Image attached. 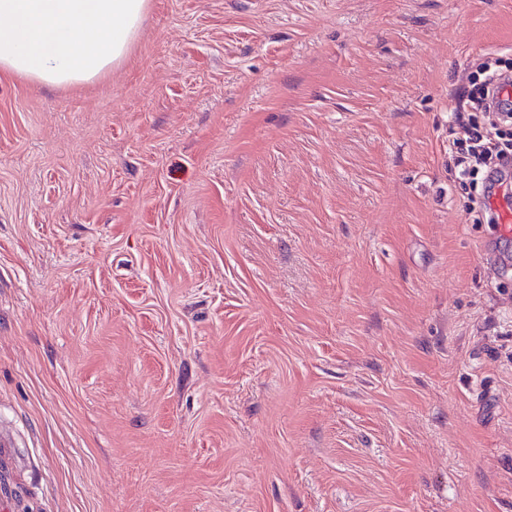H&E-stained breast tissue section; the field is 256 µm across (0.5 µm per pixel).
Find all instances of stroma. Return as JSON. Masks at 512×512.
Here are the masks:
<instances>
[{
	"label": "stroma",
	"instance_id": "obj_1",
	"mask_svg": "<svg viewBox=\"0 0 512 512\" xmlns=\"http://www.w3.org/2000/svg\"><path fill=\"white\" fill-rule=\"evenodd\" d=\"M512 0H148L0 74L11 512H512V238L453 115Z\"/></svg>",
	"mask_w": 512,
	"mask_h": 512
}]
</instances>
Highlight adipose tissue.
<instances>
[{
    "label": "adipose tissue",
    "instance_id": "adipose-tissue-1",
    "mask_svg": "<svg viewBox=\"0 0 512 512\" xmlns=\"http://www.w3.org/2000/svg\"><path fill=\"white\" fill-rule=\"evenodd\" d=\"M147 0H0V71L41 84L94 79L126 54Z\"/></svg>",
    "mask_w": 512,
    "mask_h": 512
}]
</instances>
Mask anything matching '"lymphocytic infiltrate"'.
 <instances>
[{"label": "lymphocytic infiltrate", "mask_w": 512, "mask_h": 512, "mask_svg": "<svg viewBox=\"0 0 512 512\" xmlns=\"http://www.w3.org/2000/svg\"><path fill=\"white\" fill-rule=\"evenodd\" d=\"M505 82L512 83V72L502 69L499 57H486L467 94L468 112L455 114L462 133L448 148L458 179L471 190L473 212L490 224L495 215L487 200L512 173V101L497 97Z\"/></svg>", "instance_id": "lymphocytic-infiltrate-1"}]
</instances>
